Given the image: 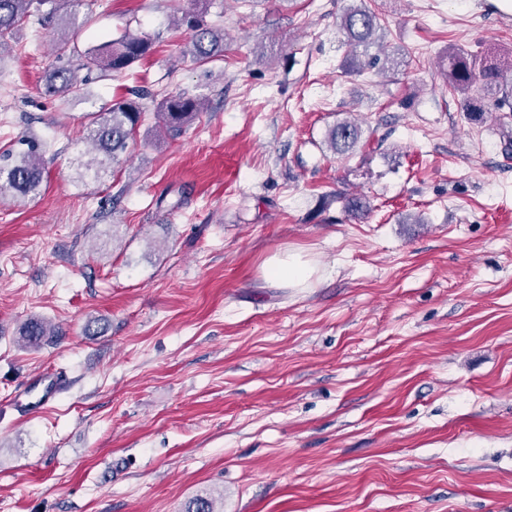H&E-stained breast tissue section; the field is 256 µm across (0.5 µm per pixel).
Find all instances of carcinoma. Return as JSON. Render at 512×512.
Here are the masks:
<instances>
[{"mask_svg": "<svg viewBox=\"0 0 512 512\" xmlns=\"http://www.w3.org/2000/svg\"><path fill=\"white\" fill-rule=\"evenodd\" d=\"M360 5L348 8L339 18L338 29L350 48L344 62L346 70L361 74L367 69L379 71L389 69L388 61L370 53V49L383 35L381 19L375 10L369 8L365 0ZM46 0H0V49L13 39L19 27L31 18H40L41 7ZM58 10L44 17L54 22ZM189 35L192 59L207 64L224 53V32L204 23L198 14L187 11L180 19ZM152 46L147 37L134 35L128 31L118 38L104 41L85 52V61L76 68L52 70L44 85L45 92L63 98L78 96L85 80L78 71L93 66L106 72L119 73L146 56ZM55 51L63 55L75 48L74 24L62 23L54 39ZM449 86L460 94L462 110L476 121L484 114V101L493 97L501 112H512V84L501 80V71L494 65L476 69L472 56L462 50L450 54L448 59ZM133 98L105 104L91 113L87 124L86 141L101 156L97 165L85 163V171L94 176L106 172L111 166L120 163L126 154L129 142L144 119V108L139 99L146 96L143 91L132 92ZM202 111L201 98L196 94L180 92L163 98L157 105L155 117L157 127L172 137L180 135ZM362 138V130L351 121L338 122L329 128L326 142L329 150L337 154H350L355 151ZM46 144L28 142L27 151L14 157L6 154L0 157V200L9 196L23 201L38 191L43 180V153ZM54 326L38 318L28 319L21 327L19 343L24 348L36 349L54 335Z\"/></svg>", "mask_w": 512, "mask_h": 512, "instance_id": "1", "label": "carcinoma"}]
</instances>
